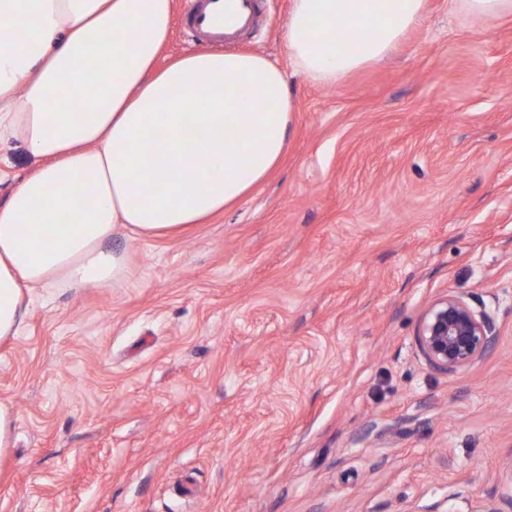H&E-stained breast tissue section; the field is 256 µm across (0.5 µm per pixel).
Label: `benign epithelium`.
I'll use <instances>...</instances> for the list:
<instances>
[{
    "label": "benign epithelium",
    "instance_id": "obj_1",
    "mask_svg": "<svg viewBox=\"0 0 512 512\" xmlns=\"http://www.w3.org/2000/svg\"><path fill=\"white\" fill-rule=\"evenodd\" d=\"M493 319L465 298L446 294L425 310L417 335L421 352L436 368L453 372L480 358L493 340Z\"/></svg>",
    "mask_w": 512,
    "mask_h": 512
}]
</instances>
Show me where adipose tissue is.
<instances>
[{"instance_id":"adipose-tissue-1","label":"adipose tissue","mask_w":512,"mask_h":512,"mask_svg":"<svg viewBox=\"0 0 512 512\" xmlns=\"http://www.w3.org/2000/svg\"><path fill=\"white\" fill-rule=\"evenodd\" d=\"M424 0H293L296 69L333 85L386 58ZM174 0H0V141L37 159L0 205V341L36 288L106 285L125 271L120 229L175 237L244 198L288 148L293 100L261 55L156 62ZM90 97L87 112L60 111Z\"/></svg>"}]
</instances>
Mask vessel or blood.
Masks as SVG:
<instances>
[{
	"mask_svg": "<svg viewBox=\"0 0 512 512\" xmlns=\"http://www.w3.org/2000/svg\"><path fill=\"white\" fill-rule=\"evenodd\" d=\"M261 13V0H186L184 23L207 47L256 30Z\"/></svg>",
	"mask_w": 512,
	"mask_h": 512,
	"instance_id": "vessel-or-blood-1",
	"label": "vessel or blood"
}]
</instances>
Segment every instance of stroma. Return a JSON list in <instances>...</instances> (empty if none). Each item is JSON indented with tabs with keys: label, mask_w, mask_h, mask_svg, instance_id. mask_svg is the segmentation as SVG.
Masks as SVG:
<instances>
[{
	"label": "stroma",
	"mask_w": 512,
	"mask_h": 512,
	"mask_svg": "<svg viewBox=\"0 0 512 512\" xmlns=\"http://www.w3.org/2000/svg\"><path fill=\"white\" fill-rule=\"evenodd\" d=\"M291 0L236 51L283 71L279 167L169 238L117 232L122 279L38 292L0 343V512H507L512 507V16L425 0L385 60L297 73ZM35 166L0 145V204ZM495 339L443 372L428 305ZM493 319L465 298L446 294L425 310L417 335L421 352L436 368L453 372L480 358L493 340ZM14 422L13 405L9 401L0 400V456L11 446Z\"/></svg>",
	"instance_id": "stroma-1"
}]
</instances>
